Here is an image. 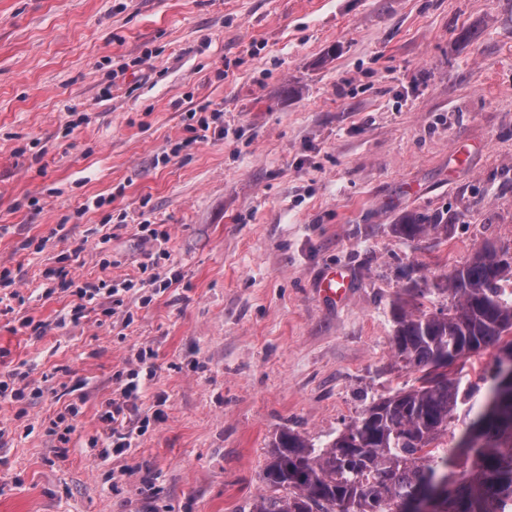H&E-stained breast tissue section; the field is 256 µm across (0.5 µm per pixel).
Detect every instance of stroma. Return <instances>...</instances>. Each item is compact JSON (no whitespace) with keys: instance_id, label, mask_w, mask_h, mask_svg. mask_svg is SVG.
Segmentation results:
<instances>
[{"instance_id":"35a3bbf8","label":"stroma","mask_w":512,"mask_h":512,"mask_svg":"<svg viewBox=\"0 0 512 512\" xmlns=\"http://www.w3.org/2000/svg\"><path fill=\"white\" fill-rule=\"evenodd\" d=\"M203 107L224 134L193 144ZM432 212L447 233L393 230ZM487 243L512 250V0H0V296L26 299L0 374L28 383L0 401V512H250L281 432L322 446L415 385L393 301L447 308ZM62 271L133 288L76 320ZM142 347L164 418L100 460Z\"/></svg>"}]
</instances>
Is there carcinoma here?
I'll return each mask as SVG.
<instances>
[{
	"instance_id": "1",
	"label": "carcinoma",
	"mask_w": 512,
	"mask_h": 512,
	"mask_svg": "<svg viewBox=\"0 0 512 512\" xmlns=\"http://www.w3.org/2000/svg\"><path fill=\"white\" fill-rule=\"evenodd\" d=\"M448 230L440 214H415L394 232L407 240ZM512 273V253L486 244L448 276V308L415 316L393 303V346L420 372L418 385L368 406L320 448L291 431L272 444L265 482L282 496H261L251 512H405L404 504L440 478L436 512L512 509V386L490 376L485 401L474 409L470 391L449 368L470 354L496 348L512 355V303L499 282ZM474 414L463 447L439 453L431 445L463 406Z\"/></svg>"
}]
</instances>
